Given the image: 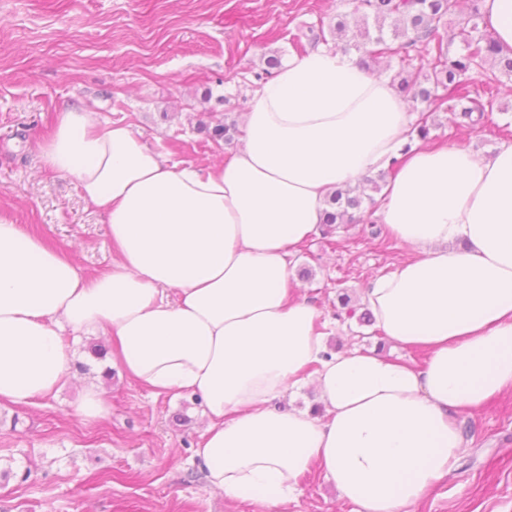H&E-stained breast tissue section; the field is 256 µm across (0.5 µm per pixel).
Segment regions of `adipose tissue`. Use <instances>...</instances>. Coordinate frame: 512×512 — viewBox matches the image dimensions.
I'll use <instances>...</instances> for the list:
<instances>
[{
	"instance_id": "obj_1",
	"label": "adipose tissue",
	"mask_w": 512,
	"mask_h": 512,
	"mask_svg": "<svg viewBox=\"0 0 512 512\" xmlns=\"http://www.w3.org/2000/svg\"><path fill=\"white\" fill-rule=\"evenodd\" d=\"M413 118L389 78L322 48L256 91L242 146L216 164L172 163L127 124L62 110L41 161L76 177L114 256L82 275L0 216V402L64 382L65 332L106 336L133 381L200 400L195 456L225 498L287 512L319 469L360 512H417L455 468L457 415L512 389V143L490 158L414 145ZM397 156L376 216L415 257L361 299L388 341L425 350L418 368L329 351L290 266L331 195ZM306 387L322 414L289 406Z\"/></svg>"
}]
</instances>
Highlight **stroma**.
<instances>
[{
    "instance_id": "obj_1",
    "label": "stroma",
    "mask_w": 512,
    "mask_h": 512,
    "mask_svg": "<svg viewBox=\"0 0 512 512\" xmlns=\"http://www.w3.org/2000/svg\"><path fill=\"white\" fill-rule=\"evenodd\" d=\"M345 0H0V213L67 253L91 274L112 261L107 226L74 176L47 171L38 143L60 111L83 105L131 126L178 164H207L241 144L212 139L216 119L241 121L268 56H295L310 26L336 23ZM501 78L482 128L434 115V144L457 141L492 156L507 142L512 96ZM373 209L362 223L319 234L293 260L325 322L339 295L357 298L378 275L410 258ZM71 382L31 404H0V512H265L210 490L193 458L202 412L191 399L154 396L65 334ZM329 345L359 347L422 365L375 326L349 321ZM103 384L105 417L76 415L80 383ZM466 444L456 469L418 512H512V390L457 418ZM112 475L100 481V473ZM288 512H357L319 471L299 481Z\"/></svg>"
}]
</instances>
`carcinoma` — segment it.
<instances>
[{
	"mask_svg": "<svg viewBox=\"0 0 512 512\" xmlns=\"http://www.w3.org/2000/svg\"><path fill=\"white\" fill-rule=\"evenodd\" d=\"M354 15L362 20L374 17L375 31L363 26L348 34L346 22L340 20L332 33L336 48L359 53L358 65L365 71L383 57L399 58V70L393 76L398 89L412 102L426 107L436 104L458 116L469 127L481 123L485 113L494 109L496 75L487 76L485 85L470 87L466 78L488 62L500 67L512 78V57L501 55L493 34L484 24L482 0H466L467 13L458 32L463 44L461 51L450 53L439 35L446 17L457 8L458 0H346ZM390 32H385V23ZM423 48L427 66L431 69L430 85L423 86L418 74L410 70L413 58L410 51ZM375 204L374 198L356 186L335 192L325 212V232L331 233L342 224L357 222L356 212L364 203Z\"/></svg>",
	"mask_w": 512,
	"mask_h": 512,
	"instance_id": "cac0c4a2",
	"label": "carcinoma"
}]
</instances>
